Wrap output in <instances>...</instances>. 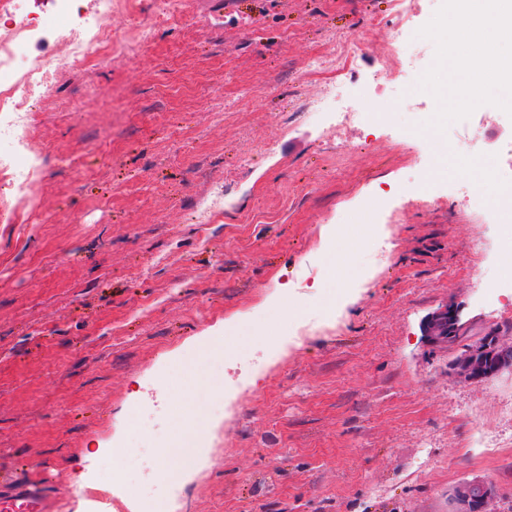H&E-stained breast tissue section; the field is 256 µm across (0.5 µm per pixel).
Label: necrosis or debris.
Returning <instances> with one entry per match:
<instances>
[{"instance_id":"4bbe7bcc","label":"necrosis or debris","mask_w":512,"mask_h":512,"mask_svg":"<svg viewBox=\"0 0 512 512\" xmlns=\"http://www.w3.org/2000/svg\"><path fill=\"white\" fill-rule=\"evenodd\" d=\"M22 2L0 0V138H11L24 149L33 125L30 101L36 91H47L51 69H86L114 56L132 55L149 41L151 31L141 27L133 35L116 36L107 21L121 0H95L92 22L81 30H61V37L68 43V53L50 68L40 60L21 57L19 50L22 42L37 34L43 14L70 17L71 0H35L34 10L27 12L21 8ZM43 163L40 154L26 156L20 165L10 156L0 154V180L6 181L17 195L16 205L4 208L9 220H17L20 206L29 201Z\"/></svg>"}]
</instances>
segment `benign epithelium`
Here are the masks:
<instances>
[{
  "label": "benign epithelium",
  "instance_id": "obj_1",
  "mask_svg": "<svg viewBox=\"0 0 512 512\" xmlns=\"http://www.w3.org/2000/svg\"><path fill=\"white\" fill-rule=\"evenodd\" d=\"M464 328L461 311L446 308L431 313L424 323V336L431 344L453 345ZM455 377L463 382H480L512 375V344L490 332L473 344L461 345L451 362ZM497 496L494 483L473 478L460 483L450 497L449 512H486L488 504Z\"/></svg>",
  "mask_w": 512,
  "mask_h": 512
}]
</instances>
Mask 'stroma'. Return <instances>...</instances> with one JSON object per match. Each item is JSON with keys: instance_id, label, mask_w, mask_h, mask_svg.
Masks as SVG:
<instances>
[{"instance_id": "35a3bbf8", "label": "stroma", "mask_w": 512, "mask_h": 512, "mask_svg": "<svg viewBox=\"0 0 512 512\" xmlns=\"http://www.w3.org/2000/svg\"><path fill=\"white\" fill-rule=\"evenodd\" d=\"M151 2L108 21L149 24L141 51L63 73L33 107L32 145L49 154L36 203L28 223L0 218V477L48 487L68 512H138L140 495L174 486L171 512H448L453 488L479 477L498 490L488 512H512V377L461 382L454 349L423 336L454 306L469 340L512 342L506 231L410 133L435 109L419 87L435 44L417 31L442 0H419L404 28L393 0H232L220 14L186 0L175 17ZM336 46V68L310 70ZM394 65L390 95H373ZM330 81L341 100L304 116ZM443 138L512 180L500 108ZM214 197L223 212L199 224ZM325 224L369 239L359 297L334 318L318 304L332 286ZM275 293L306 316L280 305L260 342L195 355ZM201 378L216 391L190 400ZM183 426L203 455L179 485L159 448ZM478 430L492 450L470 447ZM247 321L248 319L242 317L225 320L224 327L215 334L204 335L197 344V348L202 352H211L227 336H240Z\"/></svg>"}]
</instances>
